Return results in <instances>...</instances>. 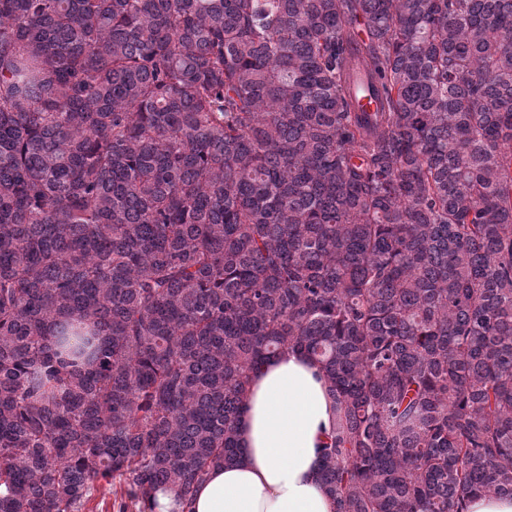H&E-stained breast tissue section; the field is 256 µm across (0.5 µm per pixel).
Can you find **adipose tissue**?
Listing matches in <instances>:
<instances>
[{
    "mask_svg": "<svg viewBox=\"0 0 512 512\" xmlns=\"http://www.w3.org/2000/svg\"><path fill=\"white\" fill-rule=\"evenodd\" d=\"M336 424L317 363L288 350L252 375L239 419L242 457L212 468L193 512H333L319 480L321 448Z\"/></svg>",
    "mask_w": 512,
    "mask_h": 512,
    "instance_id": "1",
    "label": "adipose tissue"
}]
</instances>
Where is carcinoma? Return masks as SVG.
<instances>
[{"label": "carcinoma", "mask_w": 512, "mask_h": 512, "mask_svg": "<svg viewBox=\"0 0 512 512\" xmlns=\"http://www.w3.org/2000/svg\"><path fill=\"white\" fill-rule=\"evenodd\" d=\"M285 349L334 512L512 496V0H0V512H192Z\"/></svg>", "instance_id": "cac0c4a2"}]
</instances>
